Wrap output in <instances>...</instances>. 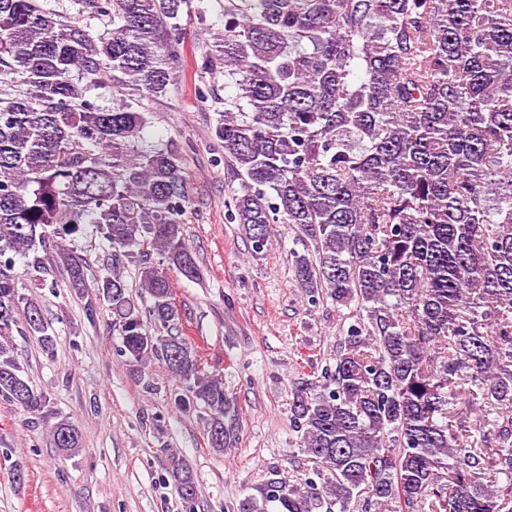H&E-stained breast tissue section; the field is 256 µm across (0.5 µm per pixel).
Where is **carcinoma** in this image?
Returning <instances> with one entry per match:
<instances>
[{
  "label": "carcinoma",
  "mask_w": 512,
  "mask_h": 512,
  "mask_svg": "<svg viewBox=\"0 0 512 512\" xmlns=\"http://www.w3.org/2000/svg\"><path fill=\"white\" fill-rule=\"evenodd\" d=\"M0 0V397L79 453L12 336L53 355L40 302L55 269L108 309L145 389L161 362L204 410L209 447L238 440L222 376L173 333L169 272L198 280L185 237L182 148L139 145L145 112L90 96L107 79L139 98L180 72L192 0ZM103 22L93 33L76 20ZM205 69L234 88L212 133L238 180L225 206L258 254L296 232L307 303L351 307L322 381L295 387L299 484L273 479L237 512H512V0H224ZM93 227L112 269L93 280L72 238ZM145 247L130 294L121 267ZM181 499L196 477L170 455Z\"/></svg>",
  "instance_id": "cac0c4a2"
}]
</instances>
